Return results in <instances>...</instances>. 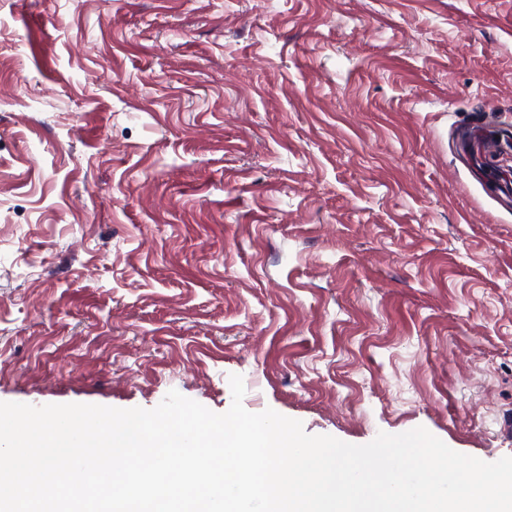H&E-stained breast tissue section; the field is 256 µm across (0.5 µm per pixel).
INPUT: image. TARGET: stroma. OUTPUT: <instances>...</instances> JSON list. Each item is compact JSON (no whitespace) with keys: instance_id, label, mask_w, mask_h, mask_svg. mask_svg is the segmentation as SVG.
Listing matches in <instances>:
<instances>
[{"instance_id":"obj_1","label":"stroma","mask_w":512,"mask_h":512,"mask_svg":"<svg viewBox=\"0 0 512 512\" xmlns=\"http://www.w3.org/2000/svg\"><path fill=\"white\" fill-rule=\"evenodd\" d=\"M487 138L512 0H0V402L512 456Z\"/></svg>"}]
</instances>
